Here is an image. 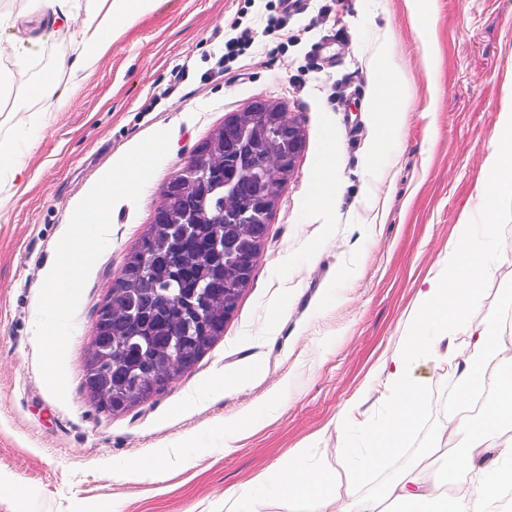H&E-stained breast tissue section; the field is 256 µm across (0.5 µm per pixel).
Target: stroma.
I'll return each instance as SVG.
<instances>
[{"label":"stroma","instance_id":"35a3bbf8","mask_svg":"<svg viewBox=\"0 0 512 512\" xmlns=\"http://www.w3.org/2000/svg\"><path fill=\"white\" fill-rule=\"evenodd\" d=\"M276 0H158L91 71L73 72L72 28L53 26L21 80L55 77L62 111L0 136L30 152L26 190L0 203V512H224V492L252 484L255 512H316L284 496L277 468L295 454L340 468L381 417L376 371L394 349L423 280L447 252L484 176L496 114L512 101V0H304L288 41L265 33ZM435 24L428 52L420 21ZM261 48L219 68L231 23ZM403 86L401 129L378 136L376 60ZM257 96L299 119L305 146L274 209L249 286L224 335L146 402L113 414L92 400L83 371L97 311L152 221L164 185L227 116ZM169 151L138 202L111 213L108 244L74 315L58 400L38 368L39 292L73 211L115 162L149 135ZM336 135V210L309 199L325 136ZM512 305V279L486 283L453 340ZM426 415L402 453L413 461L448 418L454 364L422 365ZM242 377L240 386L225 378ZM351 421L337 426L338 415ZM253 417L240 431L238 416ZM158 459L131 480L129 466Z\"/></svg>","mask_w":512,"mask_h":512}]
</instances>
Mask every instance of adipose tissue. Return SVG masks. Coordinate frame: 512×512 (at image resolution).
Instances as JSON below:
<instances>
[{
    "mask_svg": "<svg viewBox=\"0 0 512 512\" xmlns=\"http://www.w3.org/2000/svg\"><path fill=\"white\" fill-rule=\"evenodd\" d=\"M155 0H97L94 12L80 22L73 37L72 52L79 70L94 67L126 27L149 13ZM71 0H29L26 10L0 9V29L9 31L16 54L12 66L0 65V96L9 91L21 73L27 55L37 47L43 19L70 21ZM374 109L383 117V133L392 136L402 124L401 92L394 73L374 71ZM57 112L65 105L52 77L23 85L14 96L12 111L21 124L36 122L31 103ZM485 177L479 184L475 208L483 218L474 227L462 218L448 242V254L436 273L427 278L418 295L400 345L382 364L385 387L393 397L383 419L363 428L364 452L350 463L353 478L360 479L381 464L396 460L426 413L428 390L416 375L418 366L439 357L449 346L455 328L466 321L473 305L483 297L486 281L512 266V256L492 247L495 220L501 204L512 201V105L496 116V138L484 163ZM336 142L326 139L318 165L317 189L309 199L316 211L336 207ZM458 377L455 406L438 429L425 456L442 455L443 482L453 483V495L436 492L421 478L420 465L400 467L393 482L383 485L371 498L352 497L336 508L339 477L335 471L311 466L301 455L292 456L277 473L281 491L301 501L320 502V512H504L505 498L512 493V437L504 436V425H512V339L505 338L499 321L490 319L477 326L467 347L454 355ZM481 401L479 415L469 406ZM461 441L462 451L448 449L449 439ZM495 448V464H482L483 453Z\"/></svg>",
    "mask_w": 512,
    "mask_h": 512,
    "instance_id": "adipose-tissue-1",
    "label": "adipose tissue"
}]
</instances>
